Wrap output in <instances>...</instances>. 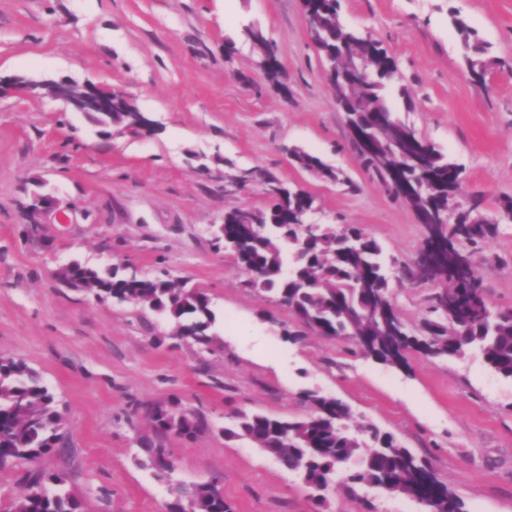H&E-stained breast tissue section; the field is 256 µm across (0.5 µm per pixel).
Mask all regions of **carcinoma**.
Here are the masks:
<instances>
[{
    "mask_svg": "<svg viewBox=\"0 0 512 512\" xmlns=\"http://www.w3.org/2000/svg\"><path fill=\"white\" fill-rule=\"evenodd\" d=\"M341 0H303L309 34L329 64L343 61L342 68L328 72L336 90V103L346 113L350 127H383L368 151H358L363 164L373 167L386 182L396 178L407 192L394 188L395 196L413 211L439 213L454 208L456 223L437 224L432 229L435 265L430 274L418 273L416 262L402 266L401 278L410 285L435 281L442 285L431 298V318L420 328L384 329L388 317L403 323L400 314L381 299L391 293L384 250L373 237L355 225L338 232L307 234L296 223L293 211L303 201L282 194V182L265 170L254 169L241 186L258 182L265 188L270 205L264 209L233 207L224 212V238L233 246V258L248 275L247 284L272 295L290 309L300 328H282L283 336L296 342L305 329L325 336L348 337L362 353L377 362L406 369L413 353L425 357H454L469 347H479L488 366L512 378V308L493 311L474 271L477 246L494 237L498 225L486 224L476 200L467 205L457 201L464 182V168L445 157L423 139L415 127L399 116L409 112L412 100L404 87L398 90L401 103L387 96L389 84L398 73L395 57L382 43L340 22ZM465 49L466 72L476 84H485L499 64L476 38L467 21L452 16ZM247 36L260 50L265 74L276 90L285 88L275 44L262 31L250 29ZM357 62L369 78L355 81L343 73L348 63ZM110 112H89L88 119L105 136L108 129H132L143 116L126 106L123 95L114 93ZM291 158L303 169L324 178L336 179L335 170L320 157L298 148ZM292 267L297 280L281 276ZM69 286L121 303L148 305L176 322L175 334L208 349L214 341L216 314L208 295L186 283L168 278L131 280L114 269L74 261L58 272ZM309 412L296 419H275L263 414H237L224 428L228 439H247L275 457L280 465L297 473L321 492L336 473L357 485L374 486L393 496L416 501L428 512H466L464 503L431 465L401 446L395 438L366 424L360 432L371 444L363 446L345 425L351 410L340 400L316 391L304 394ZM156 432L194 438L207 426L206 420L179 403L157 404L151 410ZM64 415L56 395L40 375L21 359L0 352V470L18 463L28 465L24 491L5 512H88L86 501L68 486L66 473L40 468V460L60 449ZM144 459L155 478L168 487V512H233L215 484L207 481L186 484L173 479L174 460L168 449L150 439L140 442Z\"/></svg>",
    "mask_w": 512,
    "mask_h": 512,
    "instance_id": "carcinoma-1",
    "label": "carcinoma"
}]
</instances>
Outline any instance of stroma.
Wrapping results in <instances>:
<instances>
[{
	"label": "stroma",
	"instance_id": "obj_1",
	"mask_svg": "<svg viewBox=\"0 0 512 512\" xmlns=\"http://www.w3.org/2000/svg\"><path fill=\"white\" fill-rule=\"evenodd\" d=\"M340 19L382 42L398 62L418 133L464 169L462 201L481 198L498 221L476 274L492 309L512 308V0H341ZM460 15L504 67L486 87L465 77ZM260 29L277 46L287 93L271 88ZM232 50H225L226 40ZM45 74L122 90L154 121L148 136L104 138L86 115L32 94L0 97V352L36 370L66 411L65 472L90 512H161L167 487L141 465L142 438L170 449L179 480L223 477L234 512H419L407 499L336 476L323 504L300 476L250 441L222 429L237 413L303 417V392L346 403L360 423L393 435L431 462L467 512H512V379L482 351L409 358V369L364 356L344 337L307 331L285 341L291 311L250 289L233 258L213 246V227L236 206L264 207L262 185L231 186L262 169L315 198L310 223L360 227L392 264L393 302L409 328L427 315L437 286L397 282L423 239L414 212L363 166L327 82L301 0H0V75ZM299 147L336 174L296 166ZM207 165L199 175L195 166ZM75 203L30 227L22 205L33 179ZM122 263L168 273L205 291L216 313L219 352L175 339L165 314L100 303L60 283L73 261ZM178 399L202 414L195 438L156 433L148 410Z\"/></svg>",
	"mask_w": 512,
	"mask_h": 512
}]
</instances>
